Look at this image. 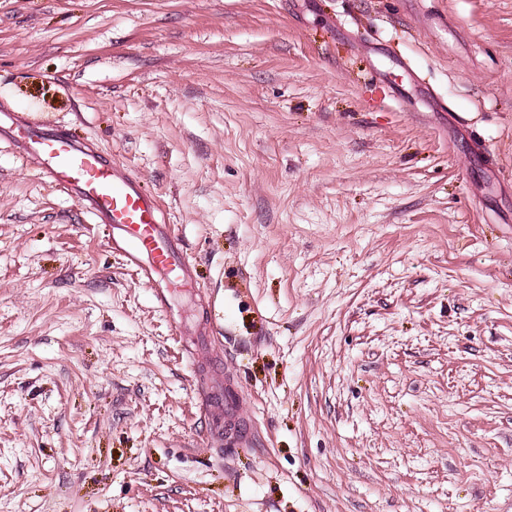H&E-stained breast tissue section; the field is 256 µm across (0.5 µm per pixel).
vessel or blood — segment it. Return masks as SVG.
<instances>
[{"label": "vessel or blood", "mask_w": 512, "mask_h": 512, "mask_svg": "<svg viewBox=\"0 0 512 512\" xmlns=\"http://www.w3.org/2000/svg\"><path fill=\"white\" fill-rule=\"evenodd\" d=\"M0 131L8 134L25 164L36 165L97 223L111 227L113 249L124 253L129 266L153 288L157 302L169 305L171 287L185 282L192 262L158 199L142 189L137 176L106 161L86 142L20 112L0 113ZM201 409L210 421L211 440L222 443V423L238 417V401L232 392L211 391L202 394Z\"/></svg>", "instance_id": "b4317fda"}]
</instances>
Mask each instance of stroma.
I'll return each instance as SVG.
<instances>
[{"mask_svg": "<svg viewBox=\"0 0 512 512\" xmlns=\"http://www.w3.org/2000/svg\"><path fill=\"white\" fill-rule=\"evenodd\" d=\"M0 109L194 258L160 307L0 137V512L512 502V0H0ZM200 395V409L208 417V420L211 421L209 437L214 443L222 444L224 436L222 412L224 411V418L226 420H235L240 412L239 402L233 396L228 385L225 393L222 390H216Z\"/></svg>", "mask_w": 512, "mask_h": 512, "instance_id": "1", "label": "stroma"}]
</instances>
